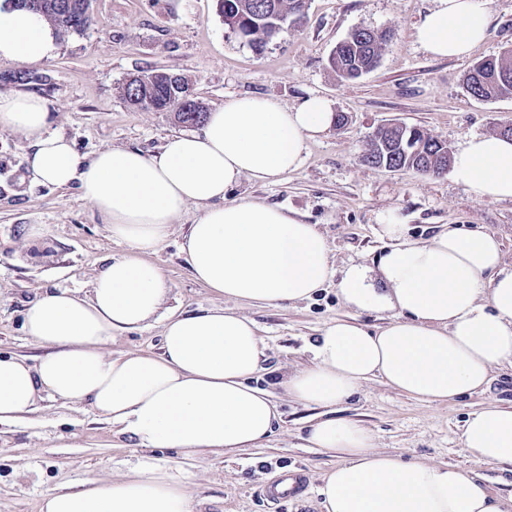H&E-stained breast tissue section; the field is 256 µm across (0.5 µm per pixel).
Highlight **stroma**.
Here are the masks:
<instances>
[{
  "label": "stroma",
  "mask_w": 512,
  "mask_h": 512,
  "mask_svg": "<svg viewBox=\"0 0 512 512\" xmlns=\"http://www.w3.org/2000/svg\"><path fill=\"white\" fill-rule=\"evenodd\" d=\"M434 6L435 0H308L304 24L283 31L258 54L228 31L216 0H91L90 27L57 35L53 56L29 68L27 81L10 82L16 67L0 61V93L46 98L49 132L86 158L106 148L153 154L168 136L182 132L172 114L124 101L122 85L134 75H184L211 111L238 96L271 97L290 107L316 93L333 101L345 124L308 141L296 171L265 183L242 180L227 201L253 199L298 212L323 233L338 271L372 264L389 245L379 226L392 218L408 225L417 240L447 226L494 234L512 261V201L475 199L447 173L391 171L364 159L371 135L391 122L420 128L453 150L472 135L495 134L512 124V98L482 101L463 82L472 61L512 48V0H485L486 39L463 59L432 57L417 43L414 28ZM359 26L391 38L373 71L344 80L328 59ZM29 152L25 135L0 129V354L32 361L42 350L23 329L29 304L47 291L84 287L103 258L126 247L112 240L77 185L34 181ZM199 213L188 206L172 235L148 255L166 276L169 306L187 311L224 303L193 278L179 249ZM33 228L39 231L34 238ZM235 309L261 329L268 361L257 384L273 394L283 413L281 427L261 447L195 459L173 448L146 450L87 406L47 396L25 419L0 425V512H39L45 494L128 474L146 457L184 484L196 512H322L317 489L341 456L309 447L305 435L328 417L358 423L378 451L473 472L493 496L512 497V468L483 462L460 438L471 412L512 409V367L495 370L483 390L444 403L421 401L372 379L336 407H309L288 397L279 377L309 365L311 344L335 319L352 315L374 330L387 323L386 314L351 313L332 280L307 301L278 307L239 303ZM105 351L114 357L160 353V327L117 334ZM294 467L303 468L306 491L276 505L266 502L263 487Z\"/></svg>",
  "instance_id": "obj_1"
}]
</instances>
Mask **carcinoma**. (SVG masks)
I'll use <instances>...</instances> for the list:
<instances>
[{
	"instance_id": "cac0c4a2",
	"label": "carcinoma",
	"mask_w": 512,
	"mask_h": 512,
	"mask_svg": "<svg viewBox=\"0 0 512 512\" xmlns=\"http://www.w3.org/2000/svg\"><path fill=\"white\" fill-rule=\"evenodd\" d=\"M61 0H41L37 12L64 33H82L90 23L77 21L89 16V0H67L70 9L60 11ZM305 0H222L217 13L224 25L236 37L256 51L267 44L269 31L288 21L299 22L304 17ZM387 34H375L364 27L352 30L342 45L330 56L332 69L346 79H358L373 70L381 57ZM466 87L475 98L491 101L512 94V51L497 57L482 59L467 71ZM190 81L177 74L154 71L134 76L123 84L124 99L132 106L172 111L177 121L192 127L202 124L208 112H187L181 90ZM366 160L375 165L389 164L402 169L427 170L447 160L439 141L418 128L379 129L371 140Z\"/></svg>"
}]
</instances>
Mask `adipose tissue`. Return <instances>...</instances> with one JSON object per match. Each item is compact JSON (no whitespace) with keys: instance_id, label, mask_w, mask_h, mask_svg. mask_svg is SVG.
<instances>
[{"instance_id":"ef3b65f1","label":"adipose tissue","mask_w":512,"mask_h":512,"mask_svg":"<svg viewBox=\"0 0 512 512\" xmlns=\"http://www.w3.org/2000/svg\"><path fill=\"white\" fill-rule=\"evenodd\" d=\"M436 2L415 28L417 42L434 57L469 56L486 36L481 0ZM54 49V30L40 14L0 4V61L36 66ZM48 119L49 102L39 94H0V127L30 138L34 180L78 184L128 250L105 258L88 289L48 293L29 307L24 327L44 354L33 366L0 356V424L47 394L88 404L145 449L197 456L259 446L281 414L252 383L265 358L257 324L225 307L164 309L165 276L148 255L194 204L201 214L180 249L198 282L238 303L311 299L333 272L317 225L292 210L225 196L241 179L297 170L306 142L336 119L331 100L310 95L288 108L238 97L200 132L166 138L158 153L108 148L88 160L48 132ZM451 176L475 199L512 200V137H470L453 156ZM380 233L391 247L375 265L347 266L337 288L346 307L385 312L390 321L376 332L347 319L327 325L311 364L279 381L304 405H336L375 376L443 403L512 366V263L498 238L451 227L419 241L394 221ZM153 320L161 324V354L105 356L113 335ZM306 440L342 455L318 490L325 512H512V498L492 497L467 470L376 451L356 422L320 420ZM462 444L485 463L512 466V410L471 413ZM40 512H195V505L182 482L142 460L123 478L47 494Z\"/></svg>"}]
</instances>
